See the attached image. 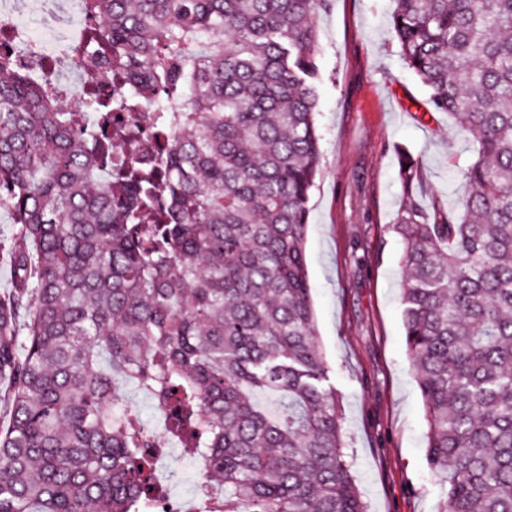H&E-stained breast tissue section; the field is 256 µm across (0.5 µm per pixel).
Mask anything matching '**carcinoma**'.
<instances>
[{
  "label": "carcinoma",
  "mask_w": 512,
  "mask_h": 512,
  "mask_svg": "<svg viewBox=\"0 0 512 512\" xmlns=\"http://www.w3.org/2000/svg\"><path fill=\"white\" fill-rule=\"evenodd\" d=\"M394 2L404 64L475 144L455 206L392 224L439 512H512V0ZM81 3L105 79L86 109L150 111L117 126L120 156L59 105L54 65L38 80L0 52V208L22 242L0 296V512H145L168 443L204 454L206 512H367L306 264L322 0ZM400 177L421 181L407 152Z\"/></svg>",
  "instance_id": "carcinoma-1"
}]
</instances>
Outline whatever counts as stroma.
Here are the masks:
<instances>
[{"label": "stroma", "mask_w": 512, "mask_h": 512, "mask_svg": "<svg viewBox=\"0 0 512 512\" xmlns=\"http://www.w3.org/2000/svg\"><path fill=\"white\" fill-rule=\"evenodd\" d=\"M394 0H326L317 15L320 168L306 239L326 386L343 407L346 453L370 512H437L445 488L425 457L422 398L405 346L399 209L454 201L472 141L405 68ZM421 162L406 195L398 152Z\"/></svg>", "instance_id": "obj_1"}]
</instances>
